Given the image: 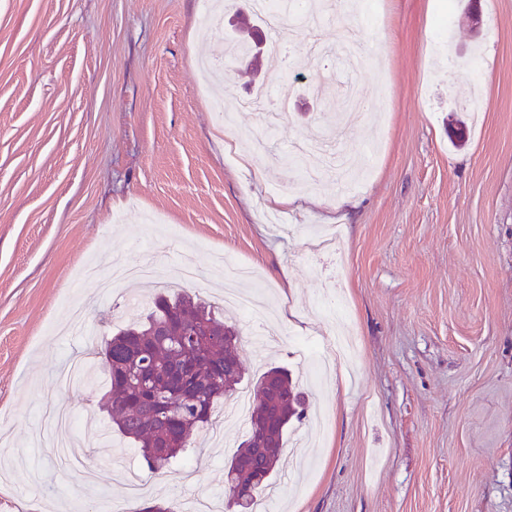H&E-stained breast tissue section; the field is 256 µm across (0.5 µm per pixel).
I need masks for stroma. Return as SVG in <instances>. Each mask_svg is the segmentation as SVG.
Listing matches in <instances>:
<instances>
[{"mask_svg": "<svg viewBox=\"0 0 512 512\" xmlns=\"http://www.w3.org/2000/svg\"><path fill=\"white\" fill-rule=\"evenodd\" d=\"M329 2L319 42L337 52L356 25L364 57L349 79L368 107L340 125L328 100L347 78L304 29L268 38L284 67H256L226 60L230 17L201 27L202 0H0V512H131L133 478L173 512H227L248 425L219 443L203 428L150 472L102 406L100 341L185 261L224 312L228 258L294 338L354 344L308 380L236 316L242 389L281 366L307 410L267 512H512V0H478V34L464 0ZM260 89L287 100L272 136L259 112L215 109ZM280 195L296 206L271 207ZM76 358L93 385L63 382ZM62 443L93 488L70 483Z\"/></svg>", "mask_w": 512, "mask_h": 512, "instance_id": "35a3bbf8", "label": "stroma"}]
</instances>
